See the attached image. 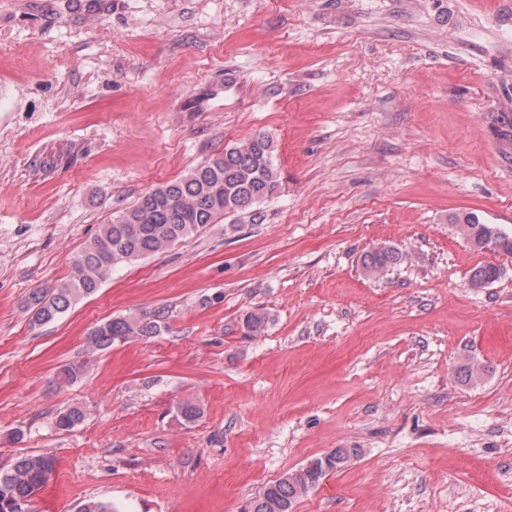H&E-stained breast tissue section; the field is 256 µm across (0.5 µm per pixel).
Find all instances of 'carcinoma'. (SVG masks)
<instances>
[{
	"instance_id": "1",
	"label": "carcinoma",
	"mask_w": 512,
	"mask_h": 512,
	"mask_svg": "<svg viewBox=\"0 0 512 512\" xmlns=\"http://www.w3.org/2000/svg\"><path fill=\"white\" fill-rule=\"evenodd\" d=\"M499 153L512 160V114L494 118ZM279 172L274 162V141L258 133L210 158L186 175L160 185L142 195L121 211L89 241L74 258L72 273L63 283L31 293L28 309L34 325H45L65 313L73 302L94 293L119 265L139 260L173 247L183 239L213 224L222 216L248 213L252 221L263 218L260 206L279 190ZM461 234L474 246L512 256V235L492 224H485L473 213L448 216ZM397 248L382 245L364 254L363 268L376 275L404 261ZM501 275L496 265L476 268L470 277L474 287L494 282ZM269 317L262 310L247 313L243 329L260 336ZM167 328L165 310H154L134 317L113 318L91 332V343L104 349L132 338H153ZM87 365L72 362L61 367L57 380L74 384L84 377ZM87 409L75 403L56 411L53 423L58 431L69 432L81 424ZM354 448H337L310 460L288 476L266 485L245 512H293L294 504L319 485L332 471L344 467ZM56 459L47 453L18 457L10 468L0 470V512H27V505L49 481ZM77 512H121L109 501L88 499L78 504Z\"/></svg>"
}]
</instances>
